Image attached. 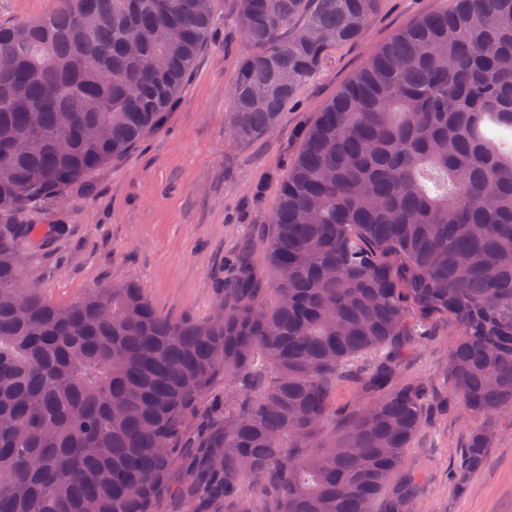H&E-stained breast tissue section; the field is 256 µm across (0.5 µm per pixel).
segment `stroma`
Instances as JSON below:
<instances>
[{
	"label": "stroma",
	"mask_w": 512,
	"mask_h": 512,
	"mask_svg": "<svg viewBox=\"0 0 512 512\" xmlns=\"http://www.w3.org/2000/svg\"><path fill=\"white\" fill-rule=\"evenodd\" d=\"M453 3L381 0L362 36L299 90L274 132L235 142L225 135L229 91L249 47L234 0H220L213 37L163 125L62 201L17 216V223L41 229L22 247L24 279L59 302L133 282L171 318H207L230 275L229 259L248 256L258 273L270 276L260 239L300 150L302 129L378 45ZM449 349L446 337H435L410 355L405 368L406 376L432 380L435 391L409 454L426 472L420 512H512V416L462 417L445 375ZM487 426L494 439L482 469L458 482L471 432Z\"/></svg>",
	"instance_id": "1"
}]
</instances>
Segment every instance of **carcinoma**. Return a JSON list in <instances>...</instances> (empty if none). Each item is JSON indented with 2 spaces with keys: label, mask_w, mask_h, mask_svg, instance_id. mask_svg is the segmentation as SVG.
Here are the masks:
<instances>
[{
  "label": "carcinoma",
  "mask_w": 512,
  "mask_h": 512,
  "mask_svg": "<svg viewBox=\"0 0 512 512\" xmlns=\"http://www.w3.org/2000/svg\"><path fill=\"white\" fill-rule=\"evenodd\" d=\"M217 2L63 0L0 25V512H418L433 389L403 371L437 326L464 415L512 414V0L420 18L324 106L261 239L271 282L241 259L204 320L134 283L57 303L22 282L13 218L160 126ZM236 3L227 135L246 141L380 0ZM491 443L471 433L459 480Z\"/></svg>",
  "instance_id": "obj_1"
}]
</instances>
